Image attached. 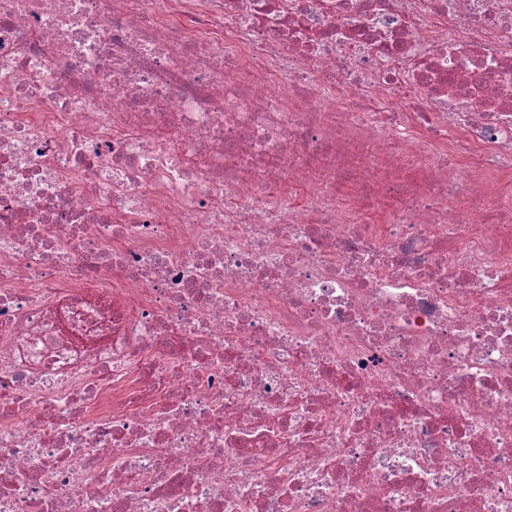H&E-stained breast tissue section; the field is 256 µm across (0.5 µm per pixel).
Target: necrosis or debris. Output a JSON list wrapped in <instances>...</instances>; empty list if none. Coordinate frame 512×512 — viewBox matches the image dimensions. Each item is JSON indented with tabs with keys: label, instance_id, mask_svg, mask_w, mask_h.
Segmentation results:
<instances>
[{
	"label": "necrosis or debris",
	"instance_id": "1",
	"mask_svg": "<svg viewBox=\"0 0 512 512\" xmlns=\"http://www.w3.org/2000/svg\"><path fill=\"white\" fill-rule=\"evenodd\" d=\"M0 0V512H512V0Z\"/></svg>",
	"mask_w": 512,
	"mask_h": 512
}]
</instances>
